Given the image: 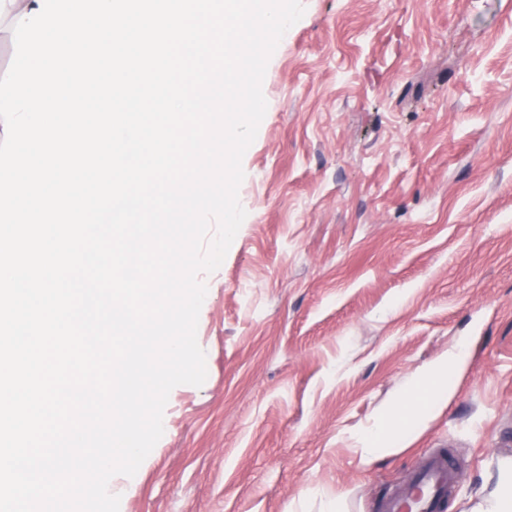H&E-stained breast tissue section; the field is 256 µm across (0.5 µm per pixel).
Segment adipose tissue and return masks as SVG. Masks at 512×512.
<instances>
[{
    "instance_id": "1",
    "label": "adipose tissue",
    "mask_w": 512,
    "mask_h": 512,
    "mask_svg": "<svg viewBox=\"0 0 512 512\" xmlns=\"http://www.w3.org/2000/svg\"><path fill=\"white\" fill-rule=\"evenodd\" d=\"M466 359V349L452 351L398 390L380 409L372 426L360 435L358 453L362 462L397 453L407 443L410 427L422 424L436 409L447 406L455 389V375Z\"/></svg>"
}]
</instances>
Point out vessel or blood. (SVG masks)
I'll use <instances>...</instances> for the list:
<instances>
[{
  "label": "vessel or blood",
  "instance_id": "b4317fda",
  "mask_svg": "<svg viewBox=\"0 0 512 512\" xmlns=\"http://www.w3.org/2000/svg\"><path fill=\"white\" fill-rule=\"evenodd\" d=\"M461 479L460 471L446 456L427 453L383 503V512H443L449 490Z\"/></svg>",
  "mask_w": 512,
  "mask_h": 512
}]
</instances>
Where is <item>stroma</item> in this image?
<instances>
[{"label":"stroma","instance_id":"stroma-1","mask_svg":"<svg viewBox=\"0 0 512 512\" xmlns=\"http://www.w3.org/2000/svg\"><path fill=\"white\" fill-rule=\"evenodd\" d=\"M242 159L247 216L201 274L202 386H176L120 512H380L422 456L478 512L512 460V0H304ZM465 343L447 407L357 438Z\"/></svg>","mask_w":512,"mask_h":512}]
</instances>
